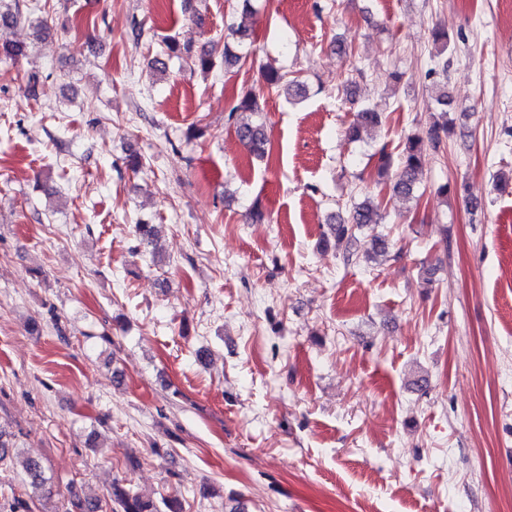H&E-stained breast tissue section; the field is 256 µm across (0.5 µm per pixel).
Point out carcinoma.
I'll return each mask as SVG.
<instances>
[{
	"label": "carcinoma",
	"instance_id": "carcinoma-1",
	"mask_svg": "<svg viewBox=\"0 0 512 512\" xmlns=\"http://www.w3.org/2000/svg\"><path fill=\"white\" fill-rule=\"evenodd\" d=\"M29 20L21 8L19 0H0V56L6 59L15 60L25 53V47L8 39V33L16 25ZM190 44H180L175 40L165 43V49L160 55L154 57L151 66L161 70L166 68L163 57H181L190 54ZM440 77L436 82L439 93L435 101L439 106V119L433 122L429 130L428 139L420 136L407 138L402 151L400 170L393 183V191L406 197L413 194L419 173L422 169V161L426 150L425 141L437 145L440 142V133L448 132V62L435 64L426 71V77ZM262 78L270 88H282L287 91H294L295 94L305 93V86L299 82L297 77L278 68L266 67L262 70ZM257 114L261 112L258 99L253 92L247 90L242 92L236 99L229 111V119H234L237 113ZM382 123L381 113L372 108L365 107L357 112L355 121L347 128L346 136L349 140L355 141L361 138V131L374 129ZM235 133L238 140L244 145L251 156L257 159H264L270 153V142L266 128L261 123H253L249 120L240 119L235 122ZM382 220L379 207L370 200L352 206L348 215L338 219H330L331 236L337 243L348 242L356 237V233L363 228L378 224ZM22 481L41 494L52 493V480L47 477L39 461L27 458L22 465ZM108 508L110 512H184L182 499L178 495H169L155 501L137 491L132 490L124 484V481L115 479L107 493V499H89L73 497L70 500L69 512H103Z\"/></svg>",
	"mask_w": 512,
	"mask_h": 512
}]
</instances>
